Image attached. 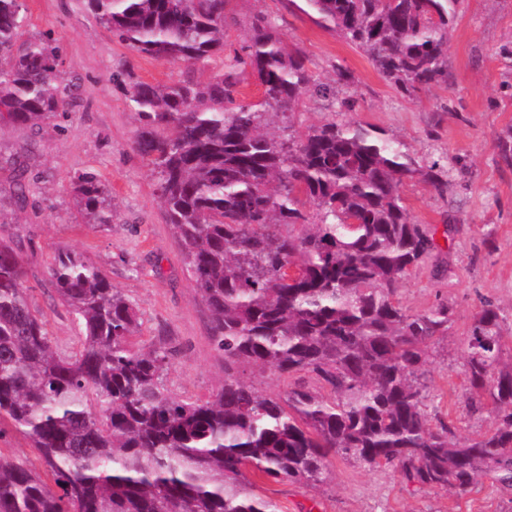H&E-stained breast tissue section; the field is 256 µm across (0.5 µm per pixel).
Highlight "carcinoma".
Here are the masks:
<instances>
[{
  "instance_id": "obj_1",
  "label": "carcinoma",
  "mask_w": 512,
  "mask_h": 512,
  "mask_svg": "<svg viewBox=\"0 0 512 512\" xmlns=\"http://www.w3.org/2000/svg\"><path fill=\"white\" fill-rule=\"evenodd\" d=\"M115 40L138 54L197 64L224 48V0H83ZM320 23L362 50L403 94L448 81V33L458 0H303ZM23 0H0V125H35L69 107L50 39L24 37ZM248 66L258 104L234 97ZM168 223L224 356V388L207 401L170 396V351L135 350V305L80 254L49 271L77 321L80 347L57 352L29 301L20 241L0 237V433L23 434L34 459L0 454V512H277L248 477L319 486L329 457L394 467L426 488L467 494L484 476L512 491V364L494 305L473 315L465 396L495 413L475 437L431 426L421 367L451 313L409 314L397 291L436 248L401 190L435 188L444 171L393 138L334 120L288 125L268 116L311 92L312 79L266 20L242 53L203 83L129 81ZM85 223L115 217L92 175L74 188ZM244 365L290 378L286 399L244 381Z\"/></svg>"
}]
</instances>
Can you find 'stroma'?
<instances>
[{"label":"stroma","mask_w":512,"mask_h":512,"mask_svg":"<svg viewBox=\"0 0 512 512\" xmlns=\"http://www.w3.org/2000/svg\"><path fill=\"white\" fill-rule=\"evenodd\" d=\"M30 32L48 36L61 54L59 77L72 89L66 113L36 127H0V224L23 239L31 304L48 320L53 346L67 353L79 328L51 283L49 266L68 248L96 265L137 307V347L170 350L163 382L178 398L212 399L224 385V360L212 340L211 315L195 292L174 229L166 219L151 165L135 147L138 122L121 81L205 82L223 56L195 65L138 54L113 39L82 0H24ZM265 17L290 52L303 55L313 77L335 83L336 102L304 96L287 122L326 118L357 122L400 141L445 171L442 189L411 180L402 197L412 218L434 229L431 257L404 280L398 300L417 314L447 304L448 332L432 346L423 368L431 425L452 423L457 434L489 430V408L464 397V340L482 302L495 305L503 336L512 338V166L501 144L512 135V0H460L449 32L448 82L407 96L385 81L367 56L318 23L303 0H226L224 51L244 46L257 17ZM351 83L336 84L337 68ZM29 144L26 204L14 193L11 161ZM98 176L116 213L111 227L85 224L74 203L84 173ZM331 479L312 487L257 479L278 512H512V495L478 479L457 495L446 489L412 491L393 468L369 469L330 457Z\"/></svg>","instance_id":"stroma-1"}]
</instances>
